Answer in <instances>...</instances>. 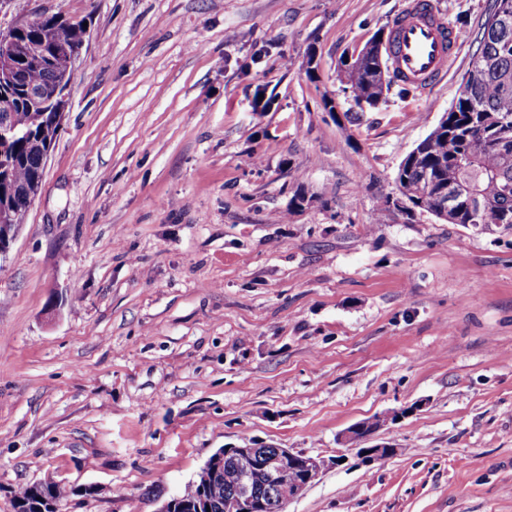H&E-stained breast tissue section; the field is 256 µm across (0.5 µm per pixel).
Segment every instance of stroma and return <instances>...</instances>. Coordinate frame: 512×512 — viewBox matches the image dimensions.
I'll return each instance as SVG.
<instances>
[{
	"label": "stroma",
	"mask_w": 512,
	"mask_h": 512,
	"mask_svg": "<svg viewBox=\"0 0 512 512\" xmlns=\"http://www.w3.org/2000/svg\"><path fill=\"white\" fill-rule=\"evenodd\" d=\"M478 32L489 0H433ZM404 0H10L87 38L0 260V512H158L220 448L327 462L285 512H512V228L393 205L453 105L359 110L339 63ZM385 417L372 461L348 428ZM96 486L93 496L84 487ZM71 491L53 483L46 482L43 484H30L21 488L15 495L14 509L20 512H41L34 510L36 505H44L39 497L46 498L52 504L55 510L46 512H60V504L64 506V502ZM62 512V511H61Z\"/></svg>",
	"instance_id": "stroma-1"
}]
</instances>
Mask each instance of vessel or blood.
Segmentation results:
<instances>
[{"label":"vessel or blood","instance_id":"1","mask_svg":"<svg viewBox=\"0 0 512 512\" xmlns=\"http://www.w3.org/2000/svg\"><path fill=\"white\" fill-rule=\"evenodd\" d=\"M390 38V67L396 81L426 92L447 72L465 33L437 15L433 0H406Z\"/></svg>","mask_w":512,"mask_h":512}]
</instances>
